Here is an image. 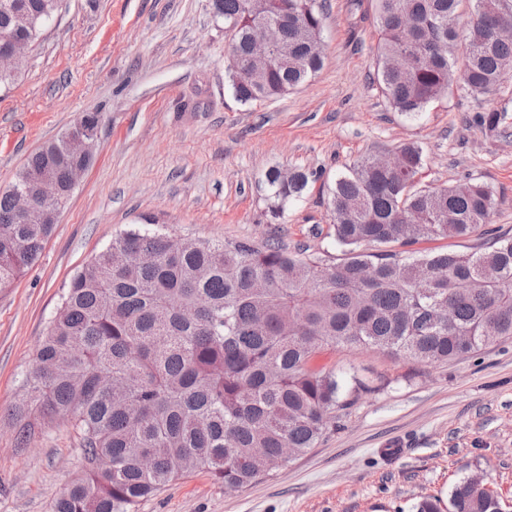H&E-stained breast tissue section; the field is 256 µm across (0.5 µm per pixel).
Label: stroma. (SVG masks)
I'll list each match as a JSON object with an SVG mask.
<instances>
[{
  "label": "stroma",
  "instance_id": "35a3bbf8",
  "mask_svg": "<svg viewBox=\"0 0 512 512\" xmlns=\"http://www.w3.org/2000/svg\"><path fill=\"white\" fill-rule=\"evenodd\" d=\"M327 3L321 70L274 101L235 98L229 35L212 0H61L0 89V191L84 113L101 117L93 163L39 259L0 288V512H51L84 468L70 419L21 448L5 411L25 392L72 276L143 217L183 237L270 241L331 261L341 249L328 182L362 157L413 143L423 152L420 185L478 179L494 195L491 228L512 235V71L489 96L455 90L422 112L395 111L372 78L374 0ZM492 109L507 113L505 131L476 123ZM273 168L321 174L278 217L266 183ZM319 363L373 388L346 391L315 448L239 490L196 472L137 512H415L426 497L449 502L471 476L512 512V339L448 363L377 349H336Z\"/></svg>",
  "mask_w": 512,
  "mask_h": 512
}]
</instances>
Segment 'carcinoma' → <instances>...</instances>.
<instances>
[{"label":"carcinoma","instance_id":"1","mask_svg":"<svg viewBox=\"0 0 512 512\" xmlns=\"http://www.w3.org/2000/svg\"><path fill=\"white\" fill-rule=\"evenodd\" d=\"M47 21V0H16ZM376 0L374 75L389 104L415 114L458 89L492 94L512 64V0ZM325 0H213L231 34L228 70L243 104L288 95L322 66ZM279 27L286 51L248 69L251 35ZM505 114L476 116L493 131ZM61 141L32 153L0 192V288L34 265L53 230L15 217L13 190L32 188L33 170L72 195L71 159ZM403 168L366 156L327 185L342 258L325 262L247 240L185 243L134 227L86 261L63 295L37 350L22 401L8 418L26 446L56 418L82 434L85 469L51 512H135L138 502L205 470L244 488L316 447L335 419L341 387L316 365L330 348H378L423 364L446 363L512 337V237L490 236L494 206L484 183L468 179L420 187L422 150L400 148ZM316 175L267 172L272 210L281 215ZM487 236L475 252H409L430 237ZM381 247L366 252L363 247ZM153 461L149 471L139 456ZM104 460L110 469L100 470ZM451 512H500L488 487L456 486Z\"/></svg>","mask_w":512,"mask_h":512}]
</instances>
